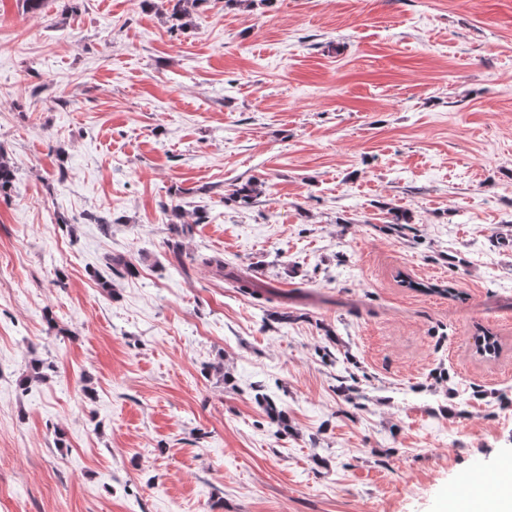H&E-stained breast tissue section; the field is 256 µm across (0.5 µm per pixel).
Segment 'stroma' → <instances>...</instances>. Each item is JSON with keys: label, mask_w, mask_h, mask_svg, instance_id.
<instances>
[{"label": "stroma", "mask_w": 512, "mask_h": 512, "mask_svg": "<svg viewBox=\"0 0 512 512\" xmlns=\"http://www.w3.org/2000/svg\"><path fill=\"white\" fill-rule=\"evenodd\" d=\"M75 4L0 0V512H459L475 463L493 490L512 0Z\"/></svg>", "instance_id": "1"}]
</instances>
